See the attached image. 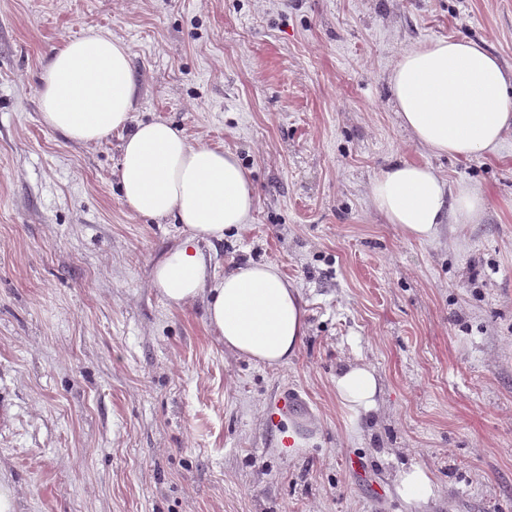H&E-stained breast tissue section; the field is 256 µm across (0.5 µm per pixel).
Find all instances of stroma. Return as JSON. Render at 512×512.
Listing matches in <instances>:
<instances>
[{"label":"stroma","mask_w":512,"mask_h":512,"mask_svg":"<svg viewBox=\"0 0 512 512\" xmlns=\"http://www.w3.org/2000/svg\"><path fill=\"white\" fill-rule=\"evenodd\" d=\"M91 28L129 48L135 119L252 169L253 220L212 267L273 262L299 288L288 364L225 348L204 299L152 287L183 227L122 201L119 137L43 123V64ZM459 36L512 68V0H0L6 512H512V133L433 154L389 84L403 51ZM397 159L480 187V221L423 240L387 223L369 184ZM351 363L376 372L366 415L336 396Z\"/></svg>","instance_id":"1"}]
</instances>
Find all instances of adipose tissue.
Returning <instances> with one entry per match:
<instances>
[{
	"mask_svg": "<svg viewBox=\"0 0 512 512\" xmlns=\"http://www.w3.org/2000/svg\"><path fill=\"white\" fill-rule=\"evenodd\" d=\"M390 84L403 125L421 146L470 157L494 151L512 131V69L480 44L448 38L404 51ZM45 125L91 145L122 134L118 181L123 201L140 215L181 224L156 261L152 286L173 306L207 298V318L225 347L280 366L307 333L300 291L277 266L249 263L217 275L207 247L250 223L255 190L237 156L191 142L162 119L133 122L136 82L125 42L103 30L64 42L42 68ZM370 197L388 223L415 238L441 224L476 223L484 193L465 183L449 186L431 166L401 161L376 178ZM373 369L348 366L336 395L355 411L377 406Z\"/></svg>",
	"mask_w": 512,
	"mask_h": 512,
	"instance_id": "ef3b65f1",
	"label": "adipose tissue"
}]
</instances>
